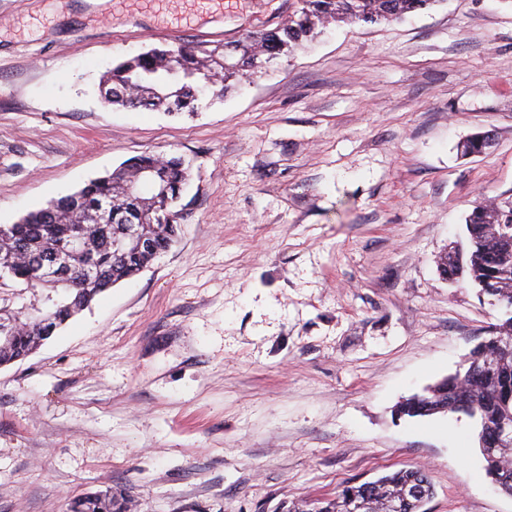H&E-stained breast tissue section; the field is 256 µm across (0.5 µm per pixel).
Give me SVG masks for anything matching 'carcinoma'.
Instances as JSON below:
<instances>
[{"label": "carcinoma", "mask_w": 512, "mask_h": 512, "mask_svg": "<svg viewBox=\"0 0 512 512\" xmlns=\"http://www.w3.org/2000/svg\"><path fill=\"white\" fill-rule=\"evenodd\" d=\"M440 0H297L288 20L269 31L247 34L232 46L238 58L234 67L224 65L227 52L168 45L132 55L106 71L98 91L106 104L126 108L152 107L169 114L195 111L199 86L222 90L252 77L282 55H288L317 30L331 22L376 23L404 17ZM150 174L154 186L133 195L125 187ZM187 171L178 157L146 154L124 162L112 173L91 180L74 193L54 199L18 222L0 225V286L11 282L30 291L41 290L38 303L8 315L24 320L29 329L16 333L14 343L0 344V365L25 358L40 334L34 321L50 313L56 327L65 325L97 296L113 285L140 273L178 239L177 219L160 221L172 214ZM107 213L98 223L93 216ZM126 224H153L156 250L133 254L123 261L112 253V243L123 235ZM468 250H453L454 260L442 273L452 283L468 282L483 294L505 305L507 318L500 324L512 332V198L476 205L466 219ZM79 243L75 251L61 245ZM56 255L71 284H41L39 270ZM439 394L414 395L398 412L409 417L430 416L439 403L448 412L462 413L477 422L481 432L491 433L503 418H512V352L500 351L498 334L481 341L470 353L468 369L438 383ZM486 473L502 478V488L512 491V447L499 448L485 459ZM415 490L401 512H424L432 484L422 468L400 470L375 481L346 486L334 499L316 503L314 512H347L352 501H369L381 509L400 499L404 489ZM74 512H121L120 499L108 489L73 499Z\"/></svg>", "instance_id": "1"}]
</instances>
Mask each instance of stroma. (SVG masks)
<instances>
[{
    "label": "stroma",
    "mask_w": 512,
    "mask_h": 512,
    "mask_svg": "<svg viewBox=\"0 0 512 512\" xmlns=\"http://www.w3.org/2000/svg\"><path fill=\"white\" fill-rule=\"evenodd\" d=\"M281 9L165 36L112 0H0V225L144 153L190 173L178 243L0 368V512L108 487L124 512H287L414 466L426 512H512L467 417L396 415L503 318L438 261L512 195V0L329 24L193 113L101 102L124 57L220 49Z\"/></svg>",
    "instance_id": "obj_1"
}]
</instances>
